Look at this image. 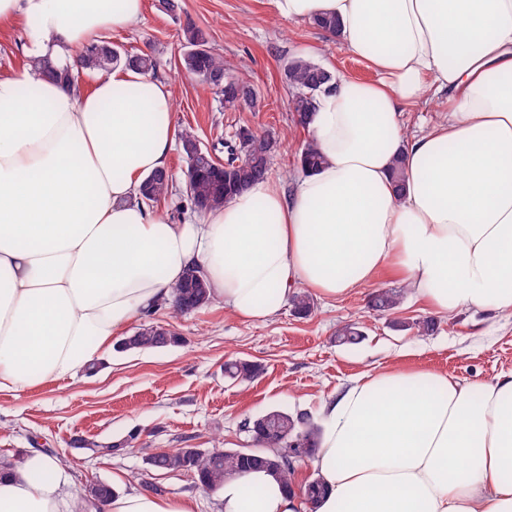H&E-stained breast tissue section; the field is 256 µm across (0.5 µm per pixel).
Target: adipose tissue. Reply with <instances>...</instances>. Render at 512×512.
<instances>
[{
  "label": "adipose tissue",
  "mask_w": 512,
  "mask_h": 512,
  "mask_svg": "<svg viewBox=\"0 0 512 512\" xmlns=\"http://www.w3.org/2000/svg\"><path fill=\"white\" fill-rule=\"evenodd\" d=\"M335 18L371 67L333 71L307 130L326 158L292 193L251 183L181 224L139 203L175 136L166 82L119 65L79 95L40 71L0 75V393L74 377L199 268L215 302L267 321L296 289L335 300L382 271L436 313L512 312V0H271ZM143 0H0L31 53L74 60L130 28ZM434 99L409 137L401 112ZM404 168L396 190L395 165ZM315 512H512V373L467 386L427 371L364 376L319 411ZM36 453L0 466V512H74ZM221 512H301L265 470L225 480ZM191 497L115 493L105 512H197Z\"/></svg>",
  "instance_id": "adipose-tissue-1"
}]
</instances>
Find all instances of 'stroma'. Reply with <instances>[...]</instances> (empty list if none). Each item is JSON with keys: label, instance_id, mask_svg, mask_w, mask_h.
Returning <instances> with one entry per match:
<instances>
[{"label": "stroma", "instance_id": "obj_1", "mask_svg": "<svg viewBox=\"0 0 512 512\" xmlns=\"http://www.w3.org/2000/svg\"><path fill=\"white\" fill-rule=\"evenodd\" d=\"M170 15L159 0H144L133 27L108 33L121 52H151L166 61L160 80L173 86L176 127H193L200 141L228 159L240 129L273 133L280 146L270 178L290 188L298 152L307 140L291 118V91L284 67L303 56L360 80L373 72L328 33L310 23L278 18L270 0H181ZM202 28L224 52L234 77L256 89V105L224 109L214 92L181 69V30ZM27 29L16 20L0 26V75L24 70ZM367 291L326 303L315 301L309 316L284 308L274 319L245 322L212 304L180 315L171 306L149 314L150 322L174 330L182 342L153 350L112 351L94 372L34 389L0 394V459L22 462L32 453L64 458L70 492L104 482L120 491L147 489L163 497L191 494L199 512H219L214 492L186 471H155L148 455L173 448L202 451L215 443L244 447L245 420L272 409L316 414L320 404L366 373L388 368L444 373L465 384H492L512 372V313L463 309L435 316L415 294L400 309L375 312ZM434 318L428 335L413 324ZM359 324L364 336L352 346L336 344L337 328ZM260 364L251 382L224 376V363ZM128 441L110 456L95 445Z\"/></svg>", "mask_w": 512, "mask_h": 512}]
</instances>
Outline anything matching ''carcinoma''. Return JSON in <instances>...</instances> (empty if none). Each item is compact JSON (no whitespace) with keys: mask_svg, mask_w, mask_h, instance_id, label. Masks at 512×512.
I'll return each instance as SVG.
<instances>
[{"mask_svg":"<svg viewBox=\"0 0 512 512\" xmlns=\"http://www.w3.org/2000/svg\"><path fill=\"white\" fill-rule=\"evenodd\" d=\"M181 43L184 52L180 58L185 71L198 77L215 93L221 96L226 109H235L242 104H254L255 92L252 86L242 80L237 84L219 85L216 76H226L229 69L224 64V55L214 48L206 33L192 23L182 29ZM145 73H157L160 62L152 55L126 56L120 50L105 41L92 43L77 56L71 65L54 67L40 59L31 58L29 66L42 69L47 76L56 79L68 87H78V75L81 72L105 74L118 64ZM285 80L294 89L292 97L293 121L296 125H306L309 115L316 111L317 97L331 89L329 70L305 57H295L284 68ZM239 150L247 163L239 166L234 161L222 163L211 152L201 147L195 129L188 126L179 133L180 150L187 162L186 194L193 211L203 213L221 208L235 194L250 183L264 179L270 173V159L278 149L277 139L271 135H255L242 131L238 135ZM299 163L314 171L324 163V157L308 142L299 155ZM173 188V177L169 170H158L147 178L142 186L139 199L152 206L169 196ZM411 292L409 288L379 289L368 297V307L377 312H391L400 308ZM180 299L196 312L212 304L206 279L197 270L187 272L184 279L173 287L172 300ZM296 314L307 316L312 310L308 292L300 289L291 297ZM363 338V332L353 324H345L336 332V343L354 345ZM181 342L175 332L162 334V327L147 323L141 325L132 335L121 340V350H151L174 345ZM260 373L259 365L244 360H235L224 364V375L233 381H250ZM270 434L285 441L301 440L307 445V456H312L317 449L319 426L307 413H288L279 410L264 414ZM154 470L190 471L194 464L193 451L190 448H175L151 455ZM266 469L281 479L285 488L299 486L303 501L315 505L324 494L322 479L309 477L297 483V468L294 464L284 462L279 456H270L262 449H224V455L212 466L197 473L199 484L215 491L223 485L224 480L236 477L253 469ZM114 495L112 486L105 483L89 485L86 493L80 496L78 512H90L96 508L98 500L108 501Z\"/></svg>","mask_w":512,"mask_h":512,"instance_id":"carcinoma-1","label":"carcinoma"}]
</instances>
